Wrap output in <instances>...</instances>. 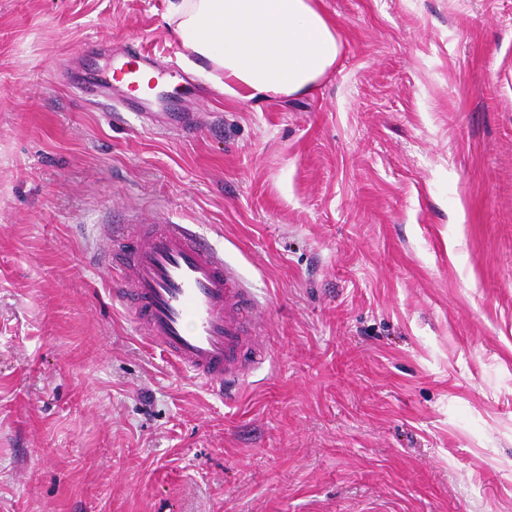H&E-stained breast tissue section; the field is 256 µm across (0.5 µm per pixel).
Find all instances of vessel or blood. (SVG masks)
<instances>
[{"label": "vessel or blood", "instance_id": "obj_1", "mask_svg": "<svg viewBox=\"0 0 512 512\" xmlns=\"http://www.w3.org/2000/svg\"><path fill=\"white\" fill-rule=\"evenodd\" d=\"M171 73L140 49H123L99 71L100 91L119 82L128 88L125 105L135 112L162 106L175 128L190 122L166 97ZM108 262L120 283L116 294L141 336L178 368L192 372L209 389L223 392L246 366L264 355L251 316L256 300L202 235L184 224H137L114 236Z\"/></svg>", "mask_w": 512, "mask_h": 512}]
</instances>
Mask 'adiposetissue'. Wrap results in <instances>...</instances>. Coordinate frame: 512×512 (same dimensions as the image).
Returning a JSON list of instances; mask_svg holds the SVG:
<instances>
[{
	"label": "adipose tissue",
	"mask_w": 512,
	"mask_h": 512,
	"mask_svg": "<svg viewBox=\"0 0 512 512\" xmlns=\"http://www.w3.org/2000/svg\"><path fill=\"white\" fill-rule=\"evenodd\" d=\"M167 22L234 99L309 94L342 49L316 0H169Z\"/></svg>",
	"instance_id": "1"
}]
</instances>
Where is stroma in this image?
I'll return each mask as SVG.
<instances>
[{"instance_id": "stroma-1", "label": "stroma", "mask_w": 512, "mask_h": 512, "mask_svg": "<svg viewBox=\"0 0 512 512\" xmlns=\"http://www.w3.org/2000/svg\"><path fill=\"white\" fill-rule=\"evenodd\" d=\"M315 92L235 101L168 0H0V512H512V0H318ZM143 45L199 128L74 85ZM192 224L266 359L211 392L111 292Z\"/></svg>"}]
</instances>
